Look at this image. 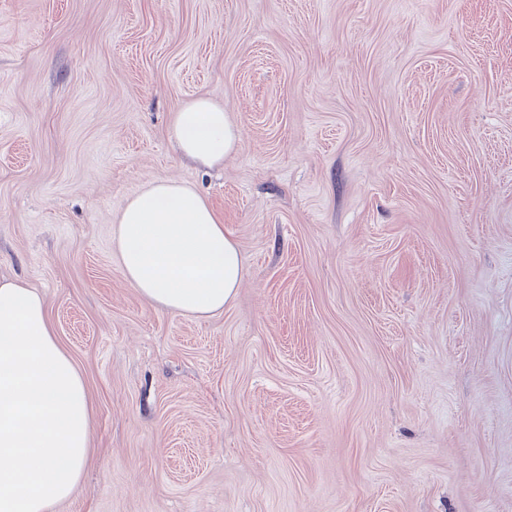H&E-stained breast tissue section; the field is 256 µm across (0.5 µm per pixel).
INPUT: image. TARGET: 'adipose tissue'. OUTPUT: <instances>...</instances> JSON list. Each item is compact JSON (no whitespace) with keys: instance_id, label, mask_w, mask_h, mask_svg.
Here are the masks:
<instances>
[{"instance_id":"obj_1","label":"adipose tissue","mask_w":512,"mask_h":512,"mask_svg":"<svg viewBox=\"0 0 512 512\" xmlns=\"http://www.w3.org/2000/svg\"><path fill=\"white\" fill-rule=\"evenodd\" d=\"M181 156L223 165L240 129L223 106L199 97L173 113ZM114 242L128 284L171 312L208 317L236 297L244 268L236 242L207 200L175 180L149 183L116 218ZM90 406L83 378L61 349L42 295L0 281V512H51L86 466Z\"/></svg>"}]
</instances>
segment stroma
<instances>
[{"label":"stroma","mask_w":512,"mask_h":512,"mask_svg":"<svg viewBox=\"0 0 512 512\" xmlns=\"http://www.w3.org/2000/svg\"><path fill=\"white\" fill-rule=\"evenodd\" d=\"M169 179L240 250L205 319L115 249ZM1 278L92 408L54 512H512V0H0ZM170 131L181 156L208 168L223 165L240 142L239 127L223 106L206 97L193 99L174 112Z\"/></svg>","instance_id":"stroma-1"}]
</instances>
